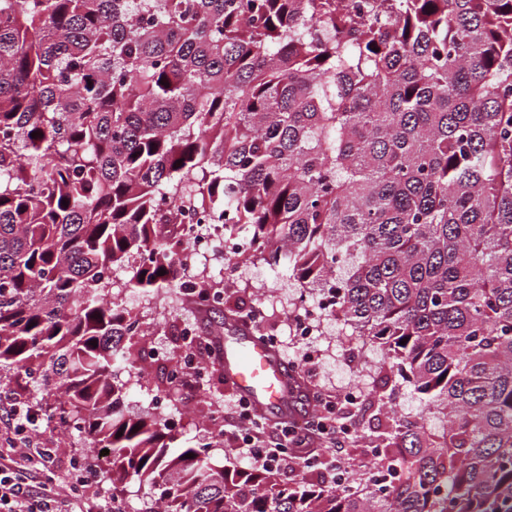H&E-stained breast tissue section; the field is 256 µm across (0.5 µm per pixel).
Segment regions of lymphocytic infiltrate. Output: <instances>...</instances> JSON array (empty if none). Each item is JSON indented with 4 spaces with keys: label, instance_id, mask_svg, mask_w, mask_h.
I'll return each instance as SVG.
<instances>
[{
    "label": "lymphocytic infiltrate",
    "instance_id": "obj_1",
    "mask_svg": "<svg viewBox=\"0 0 512 512\" xmlns=\"http://www.w3.org/2000/svg\"><path fill=\"white\" fill-rule=\"evenodd\" d=\"M306 397L316 408L303 422L269 425L247 399L233 406L231 437L242 445L251 462L272 469L301 467L323 469L325 455L340 458L353 433L340 411L352 402L348 394L330 396L317 383H309ZM31 430L20 408L0 417V512H112L111 498L98 491L102 470L97 462L84 460L70 478L71 493L61 496L54 488L51 465L55 449L31 443ZM44 476L39 493H31L28 472Z\"/></svg>",
    "mask_w": 512,
    "mask_h": 512
}]
</instances>
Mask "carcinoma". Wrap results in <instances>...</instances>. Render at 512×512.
<instances>
[{
	"label": "carcinoma",
	"instance_id": "cac0c4a2",
	"mask_svg": "<svg viewBox=\"0 0 512 512\" xmlns=\"http://www.w3.org/2000/svg\"><path fill=\"white\" fill-rule=\"evenodd\" d=\"M187 215L440 424L389 420L329 490L125 412L121 373L167 396L181 371L154 377L113 275L217 298L180 276ZM0 373L109 450L112 512L133 478L139 512H512V0H0Z\"/></svg>",
	"mask_w": 512,
	"mask_h": 512
}]
</instances>
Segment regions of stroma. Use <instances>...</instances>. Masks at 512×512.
<instances>
[{
  "label": "stroma",
  "instance_id": "stroma-1",
  "mask_svg": "<svg viewBox=\"0 0 512 512\" xmlns=\"http://www.w3.org/2000/svg\"><path fill=\"white\" fill-rule=\"evenodd\" d=\"M195 268L235 289L237 285L249 284L250 290L246 293L236 290L226 305L207 311L197 309L188 296L175 290L154 299L123 293L124 304L138 313L142 321L160 320L164 323L163 328L146 337L148 349L172 353L175 346L182 343L176 335L177 329L190 327L196 338L202 340L213 335L215 328L233 311L246 312L256 308L263 315L268 333L277 337V349L284 359L294 362L304 350L316 351V380L324 390L343 392L356 384L368 392L378 384L381 350L348 335L342 325L326 318L317 335L305 340L295 336L291 314L300 297H307L313 304L318 300L316 294L305 293L299 284L277 275L270 266L229 263L223 245L218 243L199 256ZM236 399V393L225 385H199L188 391H177L174 403H162L159 411L174 432L197 436L206 443L210 437L201 425L203 414L224 405H233ZM37 436L49 447L58 449L53 470L62 478L71 471V446H78L88 456L93 453L88 443H74L70 434L61 432L52 424H39Z\"/></svg>",
  "mask_w": 512,
  "mask_h": 512
}]
</instances>
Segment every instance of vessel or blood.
I'll list each match as a JSON object with an SVG mask.
<instances>
[{
  "mask_svg": "<svg viewBox=\"0 0 512 512\" xmlns=\"http://www.w3.org/2000/svg\"><path fill=\"white\" fill-rule=\"evenodd\" d=\"M216 357L224 379L269 420L295 413V393L288 387L289 364L240 323L216 337Z\"/></svg>",
  "mask_w": 512,
  "mask_h": 512,
  "instance_id": "1",
  "label": "vessel or blood"
}]
</instances>
